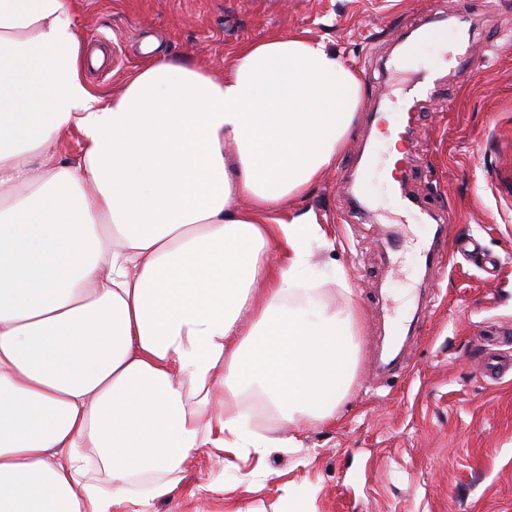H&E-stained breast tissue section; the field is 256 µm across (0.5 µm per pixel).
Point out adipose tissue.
<instances>
[{
    "label": "adipose tissue",
    "mask_w": 512,
    "mask_h": 512,
    "mask_svg": "<svg viewBox=\"0 0 512 512\" xmlns=\"http://www.w3.org/2000/svg\"><path fill=\"white\" fill-rule=\"evenodd\" d=\"M75 12L0 0V512H145L202 449L296 447L229 400L327 422L356 358L352 312L307 280L327 230L271 214L335 164L357 72L273 33L220 75L155 58L106 99Z\"/></svg>",
    "instance_id": "ef3b65f1"
}]
</instances>
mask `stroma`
I'll return each mask as SVG.
<instances>
[{"mask_svg":"<svg viewBox=\"0 0 512 512\" xmlns=\"http://www.w3.org/2000/svg\"><path fill=\"white\" fill-rule=\"evenodd\" d=\"M78 0L75 30L107 53L85 68L108 98L155 52L222 69L245 43L299 35L339 53L362 77V102L336 164L277 211L329 225L337 249L314 248L310 282L332 309L354 314L356 366L330 422L285 425L269 400H237L271 437L296 448L189 458L150 512H512V375L487 380L488 331L512 329V0ZM422 29L437 42L399 52ZM464 71L442 62L459 48ZM439 72L416 115L379 88L395 74ZM406 131L403 189L385 169V124ZM447 214L446 224L437 217ZM401 234L392 251V231ZM477 241L478 267L452 245ZM444 253L441 266L425 250Z\"/></svg>","mask_w":512,"mask_h":512,"instance_id":"1","label":"stroma"}]
</instances>
